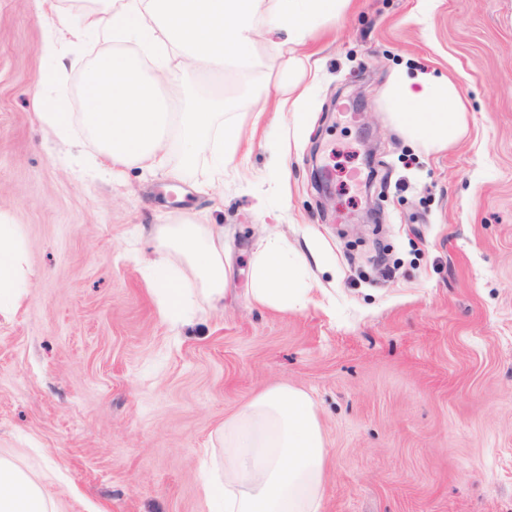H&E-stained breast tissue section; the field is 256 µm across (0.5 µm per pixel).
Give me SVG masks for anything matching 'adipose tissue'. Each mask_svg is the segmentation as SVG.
<instances>
[{
  "mask_svg": "<svg viewBox=\"0 0 512 512\" xmlns=\"http://www.w3.org/2000/svg\"><path fill=\"white\" fill-rule=\"evenodd\" d=\"M390 102L399 124L424 145L447 143L459 131L464 108L451 82L415 86L398 78L391 86ZM156 250L158 256L145 264L143 277L162 317L176 324L201 308L215 309L223 303L228 268L222 225L188 218L158 225ZM32 286L21 228L0 218V315L14 311ZM250 293L256 303L268 307L301 303L309 293L303 258L291 255L287 242L268 240L254 258ZM0 512L57 510L38 483L0 457Z\"/></svg>",
  "mask_w": 512,
  "mask_h": 512,
  "instance_id": "1",
  "label": "adipose tissue"
}]
</instances>
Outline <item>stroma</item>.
Here are the masks:
<instances>
[{
    "mask_svg": "<svg viewBox=\"0 0 512 512\" xmlns=\"http://www.w3.org/2000/svg\"><path fill=\"white\" fill-rule=\"evenodd\" d=\"M53 21L0 0V214L34 281L0 315V456L58 512H208L225 419L286 385L328 449L320 512H512V0H341L290 45L305 70L274 50L281 32L256 35L250 68L184 70L239 100L240 141L223 177L202 153L180 181L88 167L82 132L39 122L38 81L57 69L80 111L74 89L107 47L87 34L51 64ZM402 73L455 84L457 139L405 134L388 97ZM187 217L223 225L229 278L223 310L174 325L142 266L155 225ZM274 236L326 244L305 305L251 297L250 260Z\"/></svg>",
    "mask_w": 512,
    "mask_h": 512,
    "instance_id": "stroma-1",
    "label": "stroma"
}]
</instances>
